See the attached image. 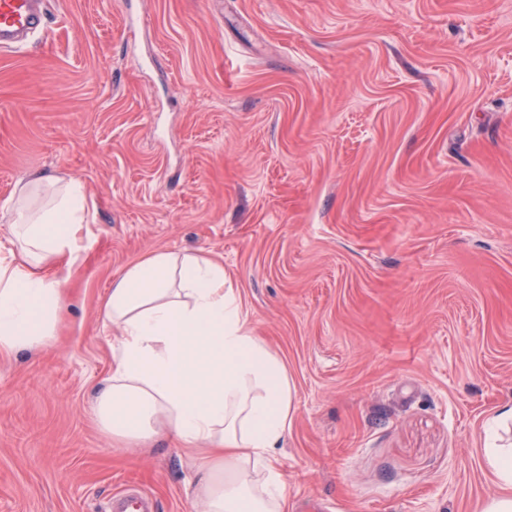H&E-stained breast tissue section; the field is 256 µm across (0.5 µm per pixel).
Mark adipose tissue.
<instances>
[{"label": "adipose tissue", "mask_w": 512, "mask_h": 512, "mask_svg": "<svg viewBox=\"0 0 512 512\" xmlns=\"http://www.w3.org/2000/svg\"><path fill=\"white\" fill-rule=\"evenodd\" d=\"M53 178L29 179L8 206L0 240V358L46 347L67 304L66 270L89 242L82 182L44 196ZM121 336L92 413L113 442L148 447L170 438L206 459L192 495L202 512H285L276 464L288 434L295 385L283 360L254 336L224 266L201 254L156 252L113 280L102 309ZM490 423L484 456L502 494L483 512H512V446Z\"/></svg>", "instance_id": "adipose-tissue-1"}]
</instances>
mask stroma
<instances>
[{"label":"stroma","mask_w":512,"mask_h":512,"mask_svg":"<svg viewBox=\"0 0 512 512\" xmlns=\"http://www.w3.org/2000/svg\"><path fill=\"white\" fill-rule=\"evenodd\" d=\"M46 173L94 210L61 336L0 360V512L122 486L199 512L197 464L91 418L112 281L224 265L296 385L287 512H481L512 403V0H48L0 51V208Z\"/></svg>","instance_id":"35a3bbf8"}]
</instances>
